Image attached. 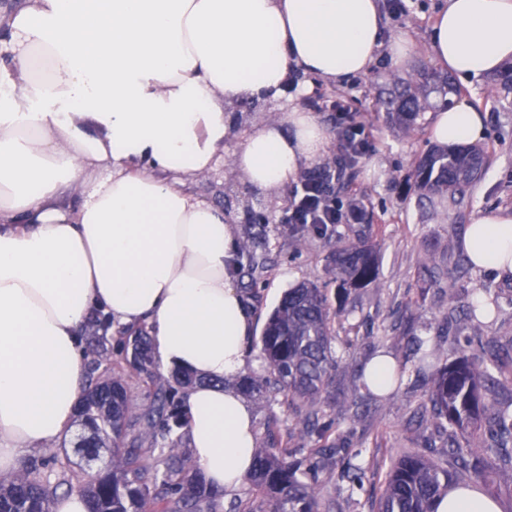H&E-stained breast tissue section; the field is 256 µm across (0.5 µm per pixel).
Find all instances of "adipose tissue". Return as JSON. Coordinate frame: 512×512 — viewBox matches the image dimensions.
<instances>
[{
	"instance_id": "ef3b65f1",
	"label": "adipose tissue",
	"mask_w": 512,
	"mask_h": 512,
	"mask_svg": "<svg viewBox=\"0 0 512 512\" xmlns=\"http://www.w3.org/2000/svg\"><path fill=\"white\" fill-rule=\"evenodd\" d=\"M0 473L70 435L86 387L82 332L94 317L147 325L153 357L195 375L181 393L194 471L236 491L257 444L230 381L252 332L234 285L233 226L185 181L210 172L230 110L278 95L291 69L341 83L379 51L378 0H16L0 17ZM435 61L468 80L512 60V0H445ZM483 112L438 106L440 145L484 138ZM329 135L296 108L254 123L233 166L277 194ZM87 192L62 200L74 185ZM464 247L482 270L512 269V212L480 213Z\"/></svg>"
}]
</instances>
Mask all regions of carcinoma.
Masks as SVG:
<instances>
[{
	"label": "carcinoma",
	"mask_w": 512,
	"mask_h": 512,
	"mask_svg": "<svg viewBox=\"0 0 512 512\" xmlns=\"http://www.w3.org/2000/svg\"><path fill=\"white\" fill-rule=\"evenodd\" d=\"M444 95L459 89L448 76L433 74L421 83H409L403 90H391L378 100L380 108L404 132L410 133L424 110L428 92ZM489 155L476 146H435L415 166L419 202L436 212L455 210L466 201L468 191ZM253 224L245 225L240 242V272L251 283L266 268V258L255 250L258 235ZM302 238L319 240L330 248L326 275L336 282L339 293L366 288L378 277V253L368 230L350 226L328 230L323 224L291 228ZM498 299L488 297L470 303L465 316L472 321L499 313ZM335 340L330 328L326 295L314 283H302L284 292L268 314L260 336V358L264 372L249 373L240 380L241 389L257 399L273 389L286 398L288 407L303 428H319V406L330 395L333 372L339 359L333 354ZM151 340L144 333L135 336L129 363L140 373L153 365ZM96 358L87 371L88 389L84 403L95 431L83 441V451L92 453L112 443V471L80 488L88 499L89 512H199L200 502L218 494L195 472L183 470L175 428L183 414L168 387L139 415H129L128 391L119 380L96 376L104 362V351L93 349ZM436 351L425 352L420 363L433 369L431 394L433 417L448 424V457L451 468H443L421 454L398 458L386 474L378 512H435L436 501L451 485L470 487L484 478L497 461L512 463V408L501 406L488 384L496 383L493 372L505 373L492 355L462 357L433 368ZM159 449L154 463L146 462L147 449ZM338 449L320 446L310 449L307 471L293 458V449L271 444L255 450L251 471L245 478L252 498L233 503L229 512H320L319 472ZM162 479L169 486L167 497H149L150 485ZM49 491L33 469H27L7 484L0 483V508L5 512H49Z\"/></svg>",
	"instance_id": "cac0c4a2"
}]
</instances>
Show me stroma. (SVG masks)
<instances>
[{"label":"stroma","mask_w":512,"mask_h":512,"mask_svg":"<svg viewBox=\"0 0 512 512\" xmlns=\"http://www.w3.org/2000/svg\"><path fill=\"white\" fill-rule=\"evenodd\" d=\"M380 4L384 10V40L403 35L414 46V56L406 67L392 69L383 56L367 74L340 85L299 76L293 92L267 99L262 112L243 116L244 124L250 125L261 120L263 114L300 107L316 113L332 133L336 130V116L326 102L344 95L356 120L374 134L354 176L343 177L337 192L342 201L360 202L374 226L372 241L380 255L377 283L351 291L347 300L339 299L335 283L325 275L327 248L318 241L298 245L282 222L288 203L301 184L295 178L277 194L276 208L268 214L260 252L266 255L269 269L255 290L243 293L259 328L283 292L303 282L324 289L334 314L333 348L342 363L335 378L336 391L323 403L320 417L330 426L328 442L342 440L345 448L337 456L335 466L319 476L322 512H374L385 474L391 462L403 453H420L447 465L448 459L442 453L444 436L420 420L431 407V377L419 371L412 339L438 349L442 359L450 362L477 352V344L465 342L473 334L494 338L502 356L512 355V273L465 269L461 246L463 230L475 215L488 210L512 211V103L496 91L493 76L460 83L462 98L485 114L483 145L492 159L471 188L461 213L427 218L414 187V161L432 146L428 128L435 114L433 104L441 95L435 91L429 96L431 106L421 118L423 132L407 136L391 126L380 110L378 92L384 86L411 82L420 70L433 69L429 31L443 0H407L406 10L400 15L392 12L390 0H380ZM242 137L241 130H232L224 143L225 162L189 181L188 187L196 196L223 203L224 187L228 184L234 186L240 197L251 196L247 181L228 162L240 147ZM427 262L447 270L448 277L442 285L430 281L423 269ZM486 289L497 294L502 305L494 321L473 330L463 325L444 327L443 314L448 306H466ZM104 349L111 367L126 376L131 391L130 415L140 414L153 403L157 382L173 380L169 371L156 370L155 380L150 381L128 370L124 361L126 348L119 332L108 333ZM381 352L391 355L401 368V386L387 399L363 392L357 403L346 401L343 393L352 384L360 365ZM252 407L258 446L266 445L271 428L289 447L306 449L312 445V438L302 433L282 394L269 393L265 400L253 401ZM357 454L363 459L366 473L362 487L353 489L340 480L339 473L342 465ZM28 462L37 466L42 478L52 482L61 472L67 473L77 486L86 485L91 478L71 447L29 457Z\"/></svg>","instance_id":"stroma-1"}]
</instances>
